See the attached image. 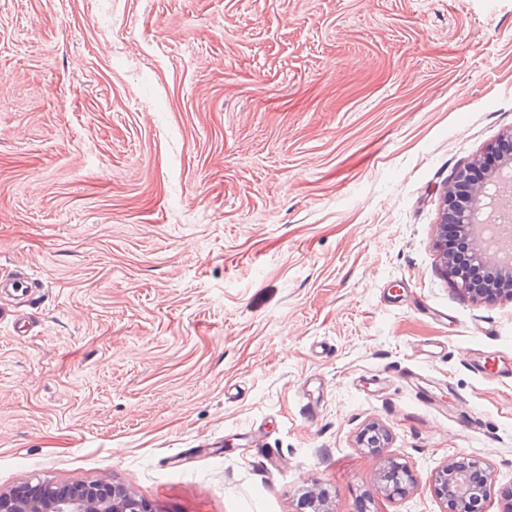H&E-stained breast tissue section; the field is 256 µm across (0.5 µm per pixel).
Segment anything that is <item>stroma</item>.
Here are the masks:
<instances>
[{"instance_id": "stroma-1", "label": "stroma", "mask_w": 512, "mask_h": 512, "mask_svg": "<svg viewBox=\"0 0 512 512\" xmlns=\"http://www.w3.org/2000/svg\"><path fill=\"white\" fill-rule=\"evenodd\" d=\"M512 131V0H0V492L157 512H443L512 491V300L436 265L443 186ZM471 419H462L464 410ZM390 435L386 496L356 440ZM372 439L368 440L369 437ZM389 443L388 431L380 424L373 423L368 431L357 439L359 447L370 449L377 456L374 480L387 495H406L414 486V480L406 465L382 454V448ZM480 463L481 461L475 458H455L435 472L434 491L444 504L443 512H464L465 510H460L458 506L463 507L474 495H480L481 498L487 495V482H491L490 473L485 475V483L481 481L479 484H473L469 478L470 471L477 470ZM0 512H154L131 488L108 480L76 484L59 493L46 484L35 497L0 493ZM302 496L307 512H336L330 491L320 483L303 489Z\"/></svg>"}]
</instances>
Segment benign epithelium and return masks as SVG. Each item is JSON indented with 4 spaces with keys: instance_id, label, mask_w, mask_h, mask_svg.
I'll list each match as a JSON object with an SVG mask.
<instances>
[{
    "instance_id": "obj_1",
    "label": "benign epithelium",
    "mask_w": 512,
    "mask_h": 512,
    "mask_svg": "<svg viewBox=\"0 0 512 512\" xmlns=\"http://www.w3.org/2000/svg\"><path fill=\"white\" fill-rule=\"evenodd\" d=\"M502 144L498 164L493 174L479 181L471 178L473 168L483 163L476 159L467 167L458 169L446 183L440 196L441 219L435 228L436 259L441 274L451 279L473 300H494L505 297L512 300V255H503L499 237L509 232L512 241V132L500 138ZM463 225L470 237L478 236L476 226L485 225L492 232L483 245L472 248L473 261L491 273L481 282H473L464 275L454 255L448 253V225ZM389 443L388 431L374 423L357 439L360 447L370 449L377 456L374 480L388 495H405L414 486L406 465L382 454ZM480 466L475 458H455L434 475V491L447 508L443 512H462L469 499L487 495L486 481L474 484L471 470ZM304 505L308 512H336L330 491L320 483L303 489ZM0 512H153L148 501L131 488L107 480L76 484L60 493L46 484L35 497L15 493H0Z\"/></svg>"
}]
</instances>
